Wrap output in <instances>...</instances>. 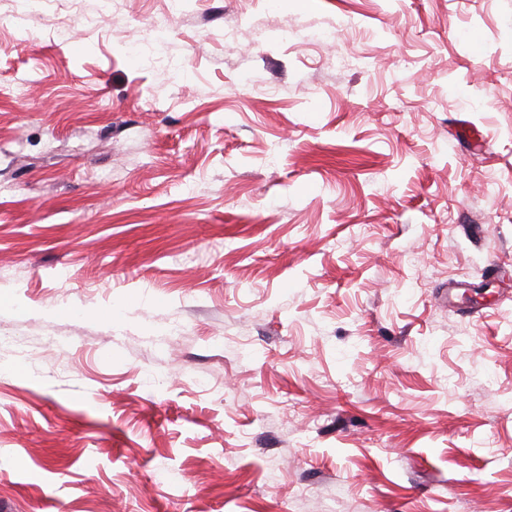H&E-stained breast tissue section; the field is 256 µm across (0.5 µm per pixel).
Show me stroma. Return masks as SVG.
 I'll return each instance as SVG.
<instances>
[{
	"label": "stroma",
	"mask_w": 512,
	"mask_h": 512,
	"mask_svg": "<svg viewBox=\"0 0 512 512\" xmlns=\"http://www.w3.org/2000/svg\"><path fill=\"white\" fill-rule=\"evenodd\" d=\"M0 292V512H512V0H0Z\"/></svg>",
	"instance_id": "obj_1"
}]
</instances>
